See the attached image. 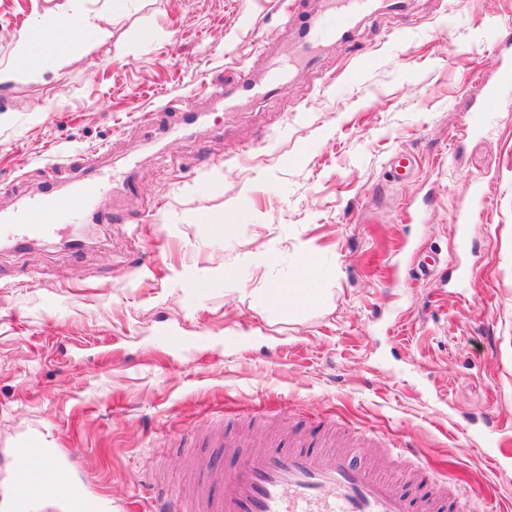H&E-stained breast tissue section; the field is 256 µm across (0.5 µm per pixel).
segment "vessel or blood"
I'll use <instances>...</instances> for the list:
<instances>
[{"instance_id":"obj_1","label":"vessel or blood","mask_w":512,"mask_h":512,"mask_svg":"<svg viewBox=\"0 0 512 512\" xmlns=\"http://www.w3.org/2000/svg\"><path fill=\"white\" fill-rule=\"evenodd\" d=\"M374 0H325L320 19L301 26L299 52L343 41ZM512 107V60L502 61L485 87L474 126L482 128L495 112ZM104 192L98 178L83 179L65 195L44 194L21 202L0 218V240L17 244L55 236L62 225L95 208ZM47 451L32 446L14 459L16 469L41 484H51L54 469ZM411 491L358 466L346 453L319 448H259L235 457L225 467H210L192 495L156 501L153 512H467L461 496H449L432 472L412 469Z\"/></svg>"}]
</instances>
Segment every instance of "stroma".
I'll use <instances>...</instances> for the list:
<instances>
[{"mask_svg":"<svg viewBox=\"0 0 512 512\" xmlns=\"http://www.w3.org/2000/svg\"><path fill=\"white\" fill-rule=\"evenodd\" d=\"M293 2L287 26L278 0H0V215L108 179L84 235L0 241V496L36 443L109 512H151L226 461L218 425L392 477L403 446L477 512H512V110L471 129L512 0L380 7L279 90L209 96L243 68L266 83L321 0ZM62 4L97 16L98 45L17 62ZM472 182L488 204L461 254ZM305 275L318 301L268 300Z\"/></svg>","mask_w":512,"mask_h":512,"instance_id":"1","label":"stroma"}]
</instances>
